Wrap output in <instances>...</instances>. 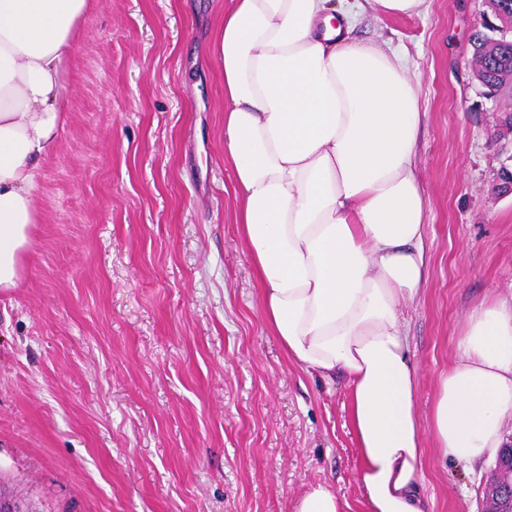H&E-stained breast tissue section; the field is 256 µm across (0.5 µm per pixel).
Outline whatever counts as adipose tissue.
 Wrapping results in <instances>:
<instances>
[{
  "instance_id": "adipose-tissue-1",
  "label": "adipose tissue",
  "mask_w": 512,
  "mask_h": 512,
  "mask_svg": "<svg viewBox=\"0 0 512 512\" xmlns=\"http://www.w3.org/2000/svg\"><path fill=\"white\" fill-rule=\"evenodd\" d=\"M424 0H230L212 43L224 152L260 311L289 360L348 383L366 512H432L426 441L460 464L507 440L512 303L476 305L421 422L402 304L427 279L415 163L424 117L402 58L352 35L363 7ZM91 0H0V289L16 287L65 76Z\"/></svg>"
}]
</instances>
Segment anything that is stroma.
Instances as JSON below:
<instances>
[{
  "instance_id": "obj_1",
  "label": "stroma",
  "mask_w": 512,
  "mask_h": 512,
  "mask_svg": "<svg viewBox=\"0 0 512 512\" xmlns=\"http://www.w3.org/2000/svg\"><path fill=\"white\" fill-rule=\"evenodd\" d=\"M228 0H92L42 167L19 285L0 292V475L40 512H293L317 483L364 512L344 379L290 362L235 224L224 79L205 53ZM486 0L364 10L407 53L427 284L404 305L428 419L471 309L512 298V197L468 38ZM494 459L429 448L433 512H479Z\"/></svg>"
}]
</instances>
